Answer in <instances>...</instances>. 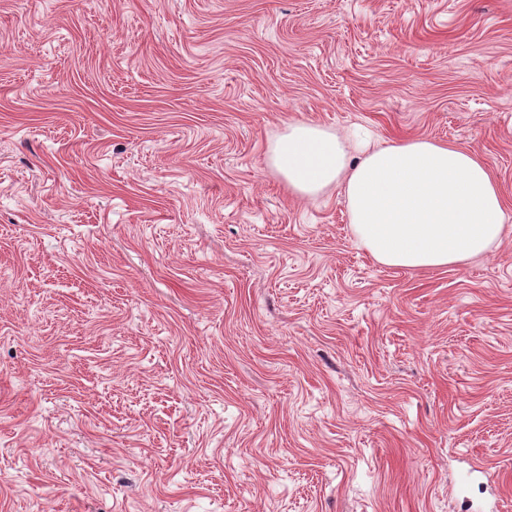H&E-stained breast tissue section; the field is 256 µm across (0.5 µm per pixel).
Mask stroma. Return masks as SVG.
Returning <instances> with one entry per match:
<instances>
[{"mask_svg":"<svg viewBox=\"0 0 512 512\" xmlns=\"http://www.w3.org/2000/svg\"><path fill=\"white\" fill-rule=\"evenodd\" d=\"M291 119L512 225V0H0V512H512V233L376 263Z\"/></svg>","mask_w":512,"mask_h":512,"instance_id":"35a3bbf8","label":"stroma"}]
</instances>
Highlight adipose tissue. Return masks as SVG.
I'll return each instance as SVG.
<instances>
[{
    "label": "adipose tissue",
    "instance_id": "1",
    "mask_svg": "<svg viewBox=\"0 0 512 512\" xmlns=\"http://www.w3.org/2000/svg\"><path fill=\"white\" fill-rule=\"evenodd\" d=\"M268 163L294 195L339 190L358 243L389 268L461 264L505 234L499 187L470 148L427 138L379 142L292 120Z\"/></svg>",
    "mask_w": 512,
    "mask_h": 512
}]
</instances>
